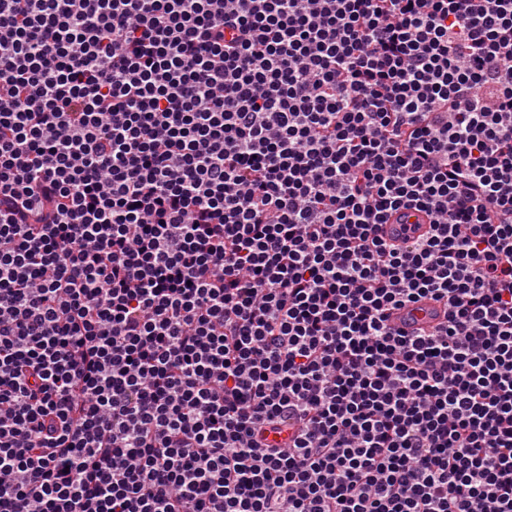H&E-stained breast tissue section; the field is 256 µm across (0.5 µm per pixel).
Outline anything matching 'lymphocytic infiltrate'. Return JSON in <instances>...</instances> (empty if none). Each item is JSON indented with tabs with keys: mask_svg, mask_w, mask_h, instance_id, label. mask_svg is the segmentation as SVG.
<instances>
[{
	"mask_svg": "<svg viewBox=\"0 0 512 512\" xmlns=\"http://www.w3.org/2000/svg\"><path fill=\"white\" fill-rule=\"evenodd\" d=\"M0 512H512V0H0ZM444 308L441 304L426 301L406 307L394 313L393 321L406 332L436 322L442 318Z\"/></svg>",
	"mask_w": 512,
	"mask_h": 512,
	"instance_id": "1",
	"label": "lymphocytic infiltrate"
}]
</instances>
